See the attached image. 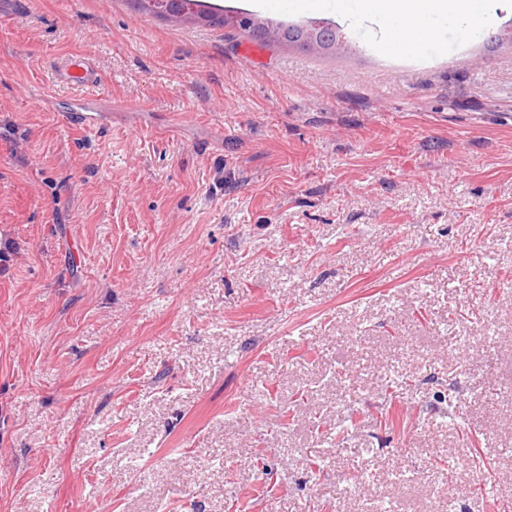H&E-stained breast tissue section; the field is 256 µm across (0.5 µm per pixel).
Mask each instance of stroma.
<instances>
[{
	"label": "stroma",
	"instance_id": "stroma-1",
	"mask_svg": "<svg viewBox=\"0 0 512 512\" xmlns=\"http://www.w3.org/2000/svg\"><path fill=\"white\" fill-rule=\"evenodd\" d=\"M205 3L346 49L0 11V512H506L512 0L393 53L363 0ZM61 78L67 84L83 88L88 93L93 92L99 83L97 71L85 58L72 59Z\"/></svg>",
	"mask_w": 512,
	"mask_h": 512
}]
</instances>
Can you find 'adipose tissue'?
Wrapping results in <instances>:
<instances>
[{
	"instance_id": "obj_1",
	"label": "adipose tissue",
	"mask_w": 512,
	"mask_h": 512,
	"mask_svg": "<svg viewBox=\"0 0 512 512\" xmlns=\"http://www.w3.org/2000/svg\"><path fill=\"white\" fill-rule=\"evenodd\" d=\"M364 5L389 20L385 47L390 51L406 50L430 38V30L421 22L428 11L449 10L468 24L482 16L481 0H364Z\"/></svg>"
}]
</instances>
